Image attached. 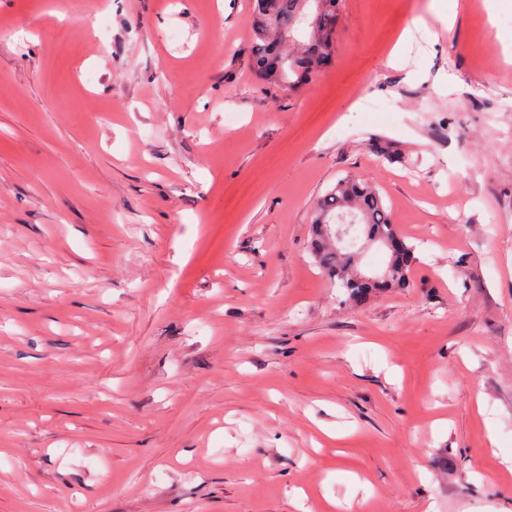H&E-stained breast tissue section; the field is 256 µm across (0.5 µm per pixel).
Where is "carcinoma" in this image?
<instances>
[{
	"instance_id": "obj_1",
	"label": "carcinoma",
	"mask_w": 512,
	"mask_h": 512,
	"mask_svg": "<svg viewBox=\"0 0 512 512\" xmlns=\"http://www.w3.org/2000/svg\"><path fill=\"white\" fill-rule=\"evenodd\" d=\"M322 28L309 34L306 41L282 47L281 56L288 60L284 73L269 70L267 61L277 46V29L291 28L302 15L300 0H252L254 35L251 60L255 74L264 82L279 87L294 88L330 58L335 42L336 6L339 0H324ZM362 226V232L384 238L398 235L390 208L380 193L365 179L346 176L339 179L320 199L314 220L316 244L313 257L331 283L340 289L345 300L364 297L378 285L357 279L353 268L358 266V254L336 247L326 241V230L336 225L346 228L351 223Z\"/></svg>"
}]
</instances>
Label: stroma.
<instances>
[{"label":"stroma","instance_id":"1","mask_svg":"<svg viewBox=\"0 0 512 512\" xmlns=\"http://www.w3.org/2000/svg\"><path fill=\"white\" fill-rule=\"evenodd\" d=\"M0 0V512H512V0ZM371 180L409 288L310 254ZM323 1L327 3V8L322 14L320 31L317 34L310 31L307 41L301 44H288L282 47L281 56L288 60V64L281 75L271 72L267 66L272 49L277 46V28L287 29L295 26L302 14L307 26L316 25L319 21L321 3L318 0L307 1L303 13L300 10V0H252L254 35L251 60L255 74L262 81L282 89L286 86L292 89L300 80L320 68L324 57L330 58L331 48L335 42L336 6L339 0ZM340 218L349 220L341 221ZM352 220L353 224H361L364 234L371 233L384 238L399 235L390 208L366 179L348 175L339 179L322 196L313 224L317 242L312 254L331 283L340 289L344 301L358 300L373 288L389 289L359 281L352 268L358 266V254L326 241L325 231L328 228H336V224L350 227Z\"/></svg>","mask_w":512,"mask_h":512}]
</instances>
